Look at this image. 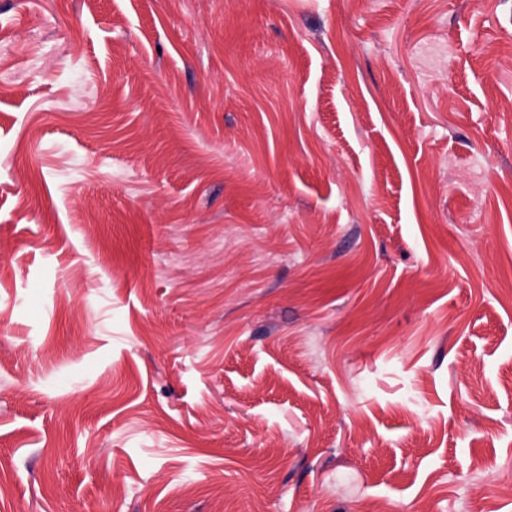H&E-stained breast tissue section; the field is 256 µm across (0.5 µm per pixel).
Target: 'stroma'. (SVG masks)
<instances>
[{"label":"stroma","instance_id":"1","mask_svg":"<svg viewBox=\"0 0 512 512\" xmlns=\"http://www.w3.org/2000/svg\"><path fill=\"white\" fill-rule=\"evenodd\" d=\"M512 512V0H0V512Z\"/></svg>","mask_w":512,"mask_h":512}]
</instances>
